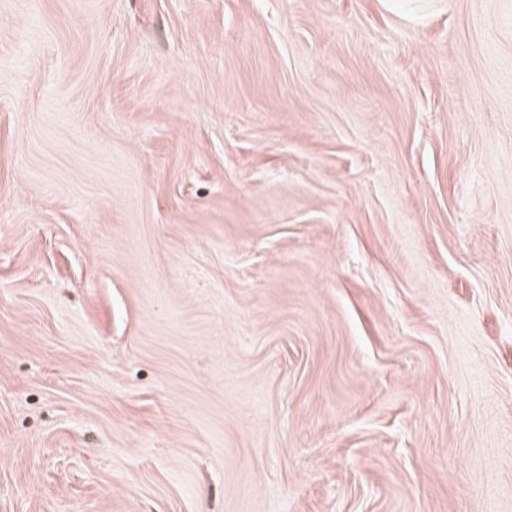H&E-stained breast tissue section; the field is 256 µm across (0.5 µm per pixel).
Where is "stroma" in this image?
I'll return each mask as SVG.
<instances>
[{
  "label": "stroma",
  "mask_w": 512,
  "mask_h": 512,
  "mask_svg": "<svg viewBox=\"0 0 512 512\" xmlns=\"http://www.w3.org/2000/svg\"><path fill=\"white\" fill-rule=\"evenodd\" d=\"M0 512H512V0H0Z\"/></svg>",
  "instance_id": "stroma-1"
}]
</instances>
